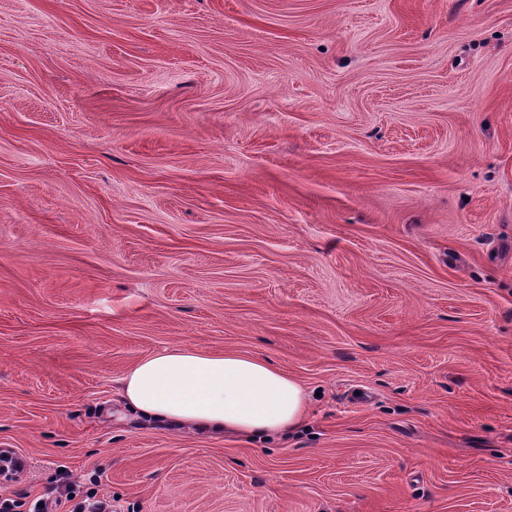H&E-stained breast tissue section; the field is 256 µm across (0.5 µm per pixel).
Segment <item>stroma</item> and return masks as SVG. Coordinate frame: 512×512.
<instances>
[{
	"instance_id": "1",
	"label": "stroma",
	"mask_w": 512,
	"mask_h": 512,
	"mask_svg": "<svg viewBox=\"0 0 512 512\" xmlns=\"http://www.w3.org/2000/svg\"><path fill=\"white\" fill-rule=\"evenodd\" d=\"M172 345L302 426L139 418ZM0 448L114 512H512V0H0ZM120 382L125 406L140 417L215 435L291 431L309 404L303 385L263 358L180 345L142 358Z\"/></svg>"
}]
</instances>
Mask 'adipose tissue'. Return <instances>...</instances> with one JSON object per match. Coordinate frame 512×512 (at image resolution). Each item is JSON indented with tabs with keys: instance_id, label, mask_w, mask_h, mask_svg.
I'll use <instances>...</instances> for the list:
<instances>
[{
	"instance_id": "ef3b65f1",
	"label": "adipose tissue",
	"mask_w": 512,
	"mask_h": 512,
	"mask_svg": "<svg viewBox=\"0 0 512 512\" xmlns=\"http://www.w3.org/2000/svg\"><path fill=\"white\" fill-rule=\"evenodd\" d=\"M120 394L142 418L246 437L297 429L309 404L303 385L263 358L180 345L135 363Z\"/></svg>"
}]
</instances>
